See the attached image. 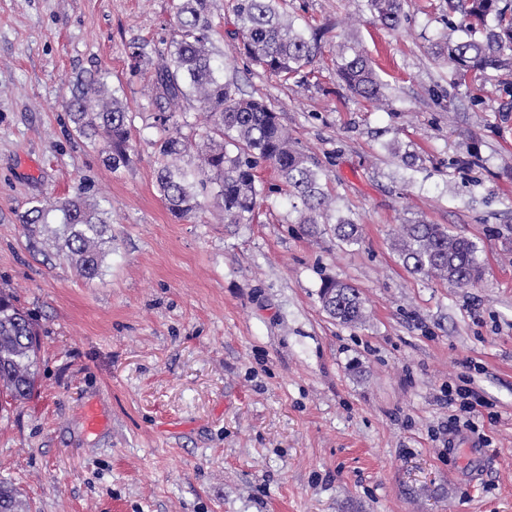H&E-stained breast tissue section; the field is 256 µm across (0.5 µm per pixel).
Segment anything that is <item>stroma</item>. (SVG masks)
Here are the masks:
<instances>
[{"mask_svg": "<svg viewBox=\"0 0 512 512\" xmlns=\"http://www.w3.org/2000/svg\"><path fill=\"white\" fill-rule=\"evenodd\" d=\"M175 2L0 0V288L41 329L35 389L0 412V479L30 512H512V112L495 73L467 79L490 93L482 106L449 86L432 53L444 0H407L397 32L364 0H287L296 25L326 31L300 87L247 62L236 0H213L227 78L318 160L362 240L302 235L265 164L253 222L230 233L208 208L175 220L156 184L152 69L132 71L126 47L170 38ZM353 43L385 108L336 74ZM96 69L131 117L116 171L66 128L64 83ZM395 141L414 166L389 153ZM474 151L481 167L460 169ZM81 188L112 216L92 281L16 220ZM417 217L478 244V284L403 267L391 240ZM324 273L360 289L364 324L326 314ZM463 380L493 405L474 434L448 431L444 391Z\"/></svg>", "mask_w": 512, "mask_h": 512, "instance_id": "1", "label": "stroma"}]
</instances>
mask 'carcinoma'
Instances as JSON below:
<instances>
[{"label":"carcinoma","instance_id":"1","mask_svg":"<svg viewBox=\"0 0 512 512\" xmlns=\"http://www.w3.org/2000/svg\"><path fill=\"white\" fill-rule=\"evenodd\" d=\"M448 25L457 33H444L434 43V55L448 67L451 83L462 86L471 70L500 73L499 92L512 109V0H446ZM283 0H236L239 53L250 64L301 84L312 75L320 50V36L295 25L281 13ZM373 19L397 32L405 20L404 0H364ZM459 16L458 21L451 20ZM176 28L156 59L138 42L128 45L131 67L153 64V86L161 102L155 116L159 139L155 142L163 164L157 170L158 190L169 213L188 220L202 208L201 198L212 199L229 230L253 221L264 188L256 169L272 166L281 177V191L301 202L296 223L306 234L321 233L331 225L335 238L357 244L361 228L336 214L333 198L319 164L288 138L277 114L263 101L246 97L224 79V60L214 50L210 31V0H180ZM337 75L357 97L384 105L387 88L366 51L340 47ZM109 75L97 71L66 84V111L73 134L91 145L105 146L104 163L116 171L129 160L130 119L123 103L110 91ZM193 102L208 122L207 150L193 169L179 165L191 143L180 133L177 109ZM110 211L84 194L53 202L36 199L18 216L30 238L51 237L76 270L92 280L102 275L108 251L105 244ZM404 268L413 275L446 281L467 288L483 276L476 242L453 233L442 224L406 221L392 242ZM319 299L334 320L358 325L366 320L365 300L358 288L334 276L321 279ZM37 324L17 304L14 295L0 290V409L28 400L33 392L39 357ZM0 512H25L19 491L0 481Z\"/></svg>","mask_w":512,"mask_h":512}]
</instances>
